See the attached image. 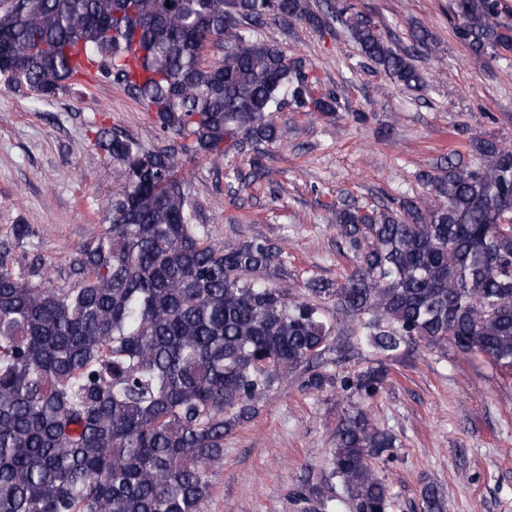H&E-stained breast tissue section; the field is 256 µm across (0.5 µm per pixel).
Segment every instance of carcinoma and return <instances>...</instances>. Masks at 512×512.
<instances>
[{
	"label": "carcinoma",
	"instance_id": "1",
	"mask_svg": "<svg viewBox=\"0 0 512 512\" xmlns=\"http://www.w3.org/2000/svg\"><path fill=\"white\" fill-rule=\"evenodd\" d=\"M456 37L477 56L512 54L501 0H452ZM334 15L394 81L420 90L415 61L427 32L392 46L366 16L335 0H0V80L44 100L77 76L83 51L98 74L135 99L171 144L149 149L98 126L97 151L125 168L100 233L69 256L68 288L37 265L17 273L15 224L0 242V512H199L224 464V436L259 413L288 374L319 359L332 326L327 304L384 356L403 344L453 345L512 368V148L468 137V161L448 159L419 181L439 201L399 208L341 205L336 223L354 268L309 278L305 294L266 283L288 275L268 241L212 243L192 223L184 157L224 154L277 138L284 97L329 114L303 61L261 37L268 21L325 26ZM138 39L142 77L121 59ZM221 59L200 54L209 42ZM386 373L314 371L305 387L371 399ZM395 447L362 404L335 433L330 476L357 512H388L389 486L372 460ZM423 512H445L423 492Z\"/></svg>",
	"mask_w": 512,
	"mask_h": 512
}]
</instances>
